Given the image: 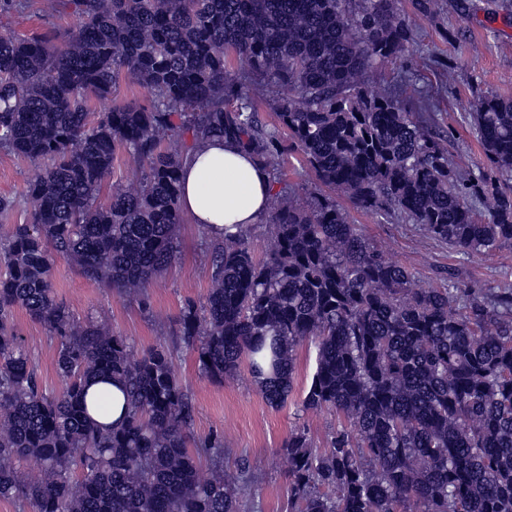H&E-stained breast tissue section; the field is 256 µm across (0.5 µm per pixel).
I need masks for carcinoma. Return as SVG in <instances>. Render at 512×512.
<instances>
[{
    "mask_svg": "<svg viewBox=\"0 0 512 512\" xmlns=\"http://www.w3.org/2000/svg\"><path fill=\"white\" fill-rule=\"evenodd\" d=\"M78 27L63 46L10 33L0 0V147L45 161L30 210L0 245V498L34 512H248V473L205 477L187 448L192 406L171 356L135 355L103 322L80 324L54 296L55 258L138 298L175 260L182 162L205 137L235 139L271 168L293 146L318 182L354 208L396 215L463 253L512 246V99H478L471 114L491 169L467 173L370 73L407 49L397 0H51ZM277 89V124L240 87ZM151 105L92 100L121 80ZM140 173L134 190L97 197L117 152ZM496 191L492 212L486 194ZM271 244L254 258L249 231L210 253L203 308L183 334L200 371L224 380L248 362L272 406L292 392L295 352L316 348L306 412L343 419L327 446L288 439V512H512V288H421L362 237L336 201L304 206L279 193ZM23 309L58 340L65 388L39 391L14 327ZM123 383L118 426L112 393ZM40 469L22 480L15 463Z\"/></svg>",
    "mask_w": 512,
    "mask_h": 512,
    "instance_id": "cac0c4a2",
    "label": "carcinoma"
}]
</instances>
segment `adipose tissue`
<instances>
[{
	"instance_id": "1",
	"label": "adipose tissue",
	"mask_w": 512,
	"mask_h": 512,
	"mask_svg": "<svg viewBox=\"0 0 512 512\" xmlns=\"http://www.w3.org/2000/svg\"><path fill=\"white\" fill-rule=\"evenodd\" d=\"M272 193L267 167L232 139L203 140L181 168L180 209L217 240L263 223Z\"/></svg>"
}]
</instances>
